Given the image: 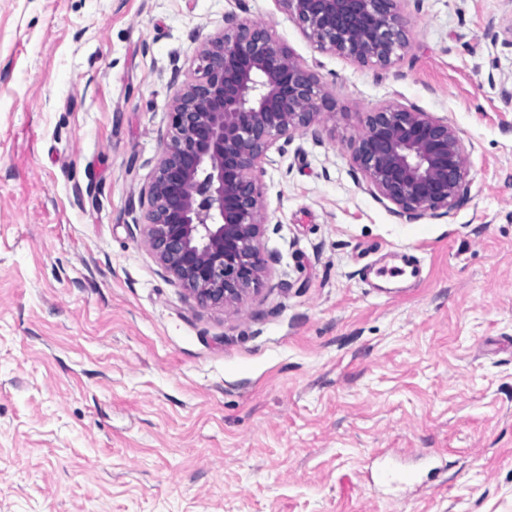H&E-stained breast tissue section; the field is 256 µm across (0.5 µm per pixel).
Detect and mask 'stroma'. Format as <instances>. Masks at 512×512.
I'll return each instance as SVG.
<instances>
[{
    "instance_id": "stroma-1",
    "label": "stroma",
    "mask_w": 512,
    "mask_h": 512,
    "mask_svg": "<svg viewBox=\"0 0 512 512\" xmlns=\"http://www.w3.org/2000/svg\"><path fill=\"white\" fill-rule=\"evenodd\" d=\"M387 66L277 0H0V512H512V0H410ZM235 12L336 102L262 177L270 269L196 304L133 224L174 68ZM396 100L468 152L392 213L351 143ZM415 257V284L363 276Z\"/></svg>"
}]
</instances>
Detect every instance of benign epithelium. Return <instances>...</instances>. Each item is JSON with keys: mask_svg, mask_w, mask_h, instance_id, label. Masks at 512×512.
Returning <instances> with one entry per match:
<instances>
[{"mask_svg": "<svg viewBox=\"0 0 512 512\" xmlns=\"http://www.w3.org/2000/svg\"><path fill=\"white\" fill-rule=\"evenodd\" d=\"M278 2L319 51L389 65L408 46V0ZM333 107L314 73L254 21L231 14L200 44L139 195L148 248L198 305L234 306L261 285L264 165ZM353 151L399 216H446L467 189L458 129L400 102L367 114Z\"/></svg>", "mask_w": 512, "mask_h": 512, "instance_id": "7a95c632", "label": "benign epithelium"}]
</instances>
